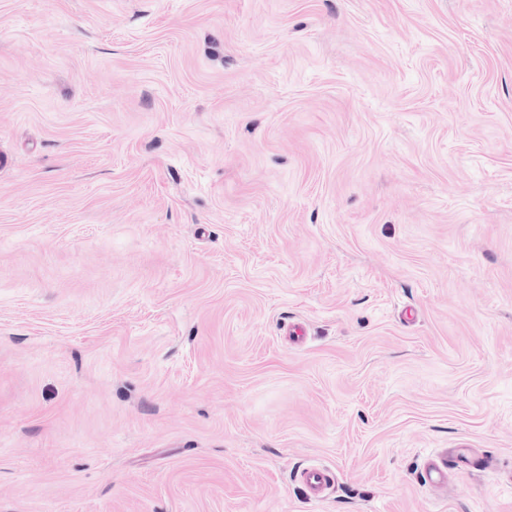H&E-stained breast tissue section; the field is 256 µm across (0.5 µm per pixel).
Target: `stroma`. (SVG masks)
Returning <instances> with one entry per match:
<instances>
[{"label":"stroma","mask_w":512,"mask_h":512,"mask_svg":"<svg viewBox=\"0 0 512 512\" xmlns=\"http://www.w3.org/2000/svg\"><path fill=\"white\" fill-rule=\"evenodd\" d=\"M0 149V512H512V0H0ZM301 481L310 500H321L333 483V475L327 468L309 467L301 472Z\"/></svg>","instance_id":"stroma-1"}]
</instances>
